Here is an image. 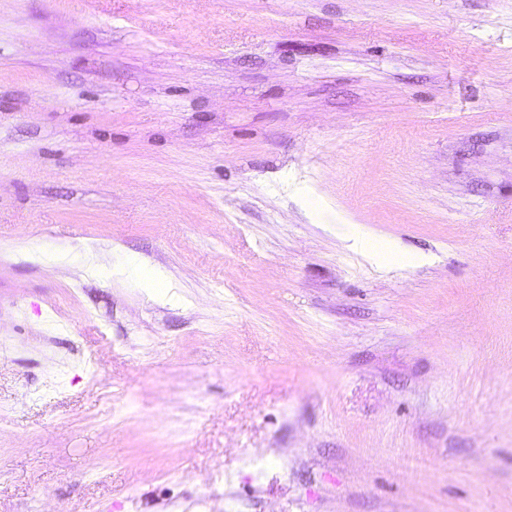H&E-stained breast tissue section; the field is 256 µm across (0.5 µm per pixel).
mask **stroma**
I'll use <instances>...</instances> for the list:
<instances>
[{"mask_svg":"<svg viewBox=\"0 0 512 512\" xmlns=\"http://www.w3.org/2000/svg\"><path fill=\"white\" fill-rule=\"evenodd\" d=\"M0 512H512V0H0Z\"/></svg>","mask_w":512,"mask_h":512,"instance_id":"stroma-1","label":"stroma"}]
</instances>
